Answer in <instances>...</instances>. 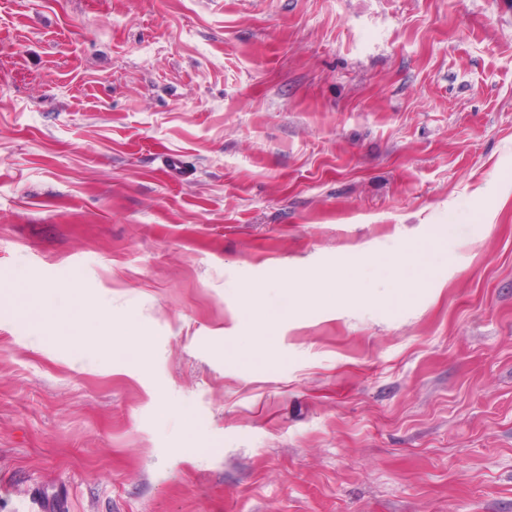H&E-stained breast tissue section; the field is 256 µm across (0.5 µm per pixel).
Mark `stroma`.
Instances as JSON below:
<instances>
[{"label":"stroma","instance_id":"obj_1","mask_svg":"<svg viewBox=\"0 0 512 512\" xmlns=\"http://www.w3.org/2000/svg\"><path fill=\"white\" fill-rule=\"evenodd\" d=\"M0 512H512V0H0Z\"/></svg>","mask_w":512,"mask_h":512}]
</instances>
